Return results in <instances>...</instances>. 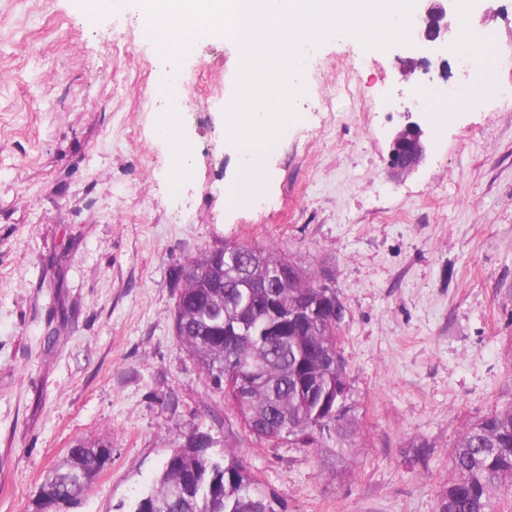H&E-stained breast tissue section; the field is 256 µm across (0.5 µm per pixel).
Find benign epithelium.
Segmentation results:
<instances>
[{
  "label": "benign epithelium",
  "instance_id": "benign-epithelium-1",
  "mask_svg": "<svg viewBox=\"0 0 512 512\" xmlns=\"http://www.w3.org/2000/svg\"><path fill=\"white\" fill-rule=\"evenodd\" d=\"M415 41L428 54L440 56L454 53L460 43L457 38L459 14L457 0H420ZM430 121L412 119L399 125L389 143V167L396 175H405L416 170L426 158V126Z\"/></svg>",
  "mask_w": 512,
  "mask_h": 512
}]
</instances>
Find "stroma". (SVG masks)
Listing matches in <instances>:
<instances>
[{"label":"stroma","mask_w":512,"mask_h":512,"mask_svg":"<svg viewBox=\"0 0 512 512\" xmlns=\"http://www.w3.org/2000/svg\"><path fill=\"white\" fill-rule=\"evenodd\" d=\"M0 0V512H34L75 442L110 463L70 512H131L172 449L209 432L276 512H436L459 435L512 402V97L490 90L428 127L413 173L393 130L429 108L407 46L325 42L298 121L266 156L264 208L225 202L240 53L218 34L157 51L136 4ZM496 81L512 85V0H479ZM183 69L191 104L149 96ZM177 118L190 173L156 132ZM227 241L326 275L359 432L352 450L249 433L178 341L173 275ZM150 85L154 91L166 89L178 96L186 88L185 74L179 70H159L150 72Z\"/></svg>","instance_id":"obj_1"}]
</instances>
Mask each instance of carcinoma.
I'll return each mask as SVG.
<instances>
[{
    "label": "carcinoma",
    "mask_w": 512,
    "mask_h": 512,
    "mask_svg": "<svg viewBox=\"0 0 512 512\" xmlns=\"http://www.w3.org/2000/svg\"><path fill=\"white\" fill-rule=\"evenodd\" d=\"M243 260L259 278L284 267L292 274L267 293L249 290ZM176 280V336L253 435L303 448L334 438L336 454L351 450L356 425L337 348L344 309L336 288L273 246L239 242L202 252ZM227 332L236 335L231 346L224 344ZM328 351L336 353L334 369L320 366ZM211 448L210 433H194L167 458L133 512H275L243 462L217 458ZM111 455L106 444L76 443L66 463L44 476L36 512H62ZM452 467L455 476L440 490L437 512H497L500 497L512 490V403L459 436Z\"/></svg>",
    "instance_id": "carcinoma-1"
}]
</instances>
